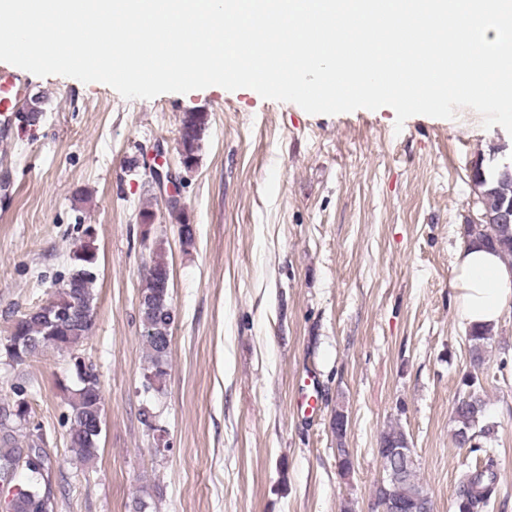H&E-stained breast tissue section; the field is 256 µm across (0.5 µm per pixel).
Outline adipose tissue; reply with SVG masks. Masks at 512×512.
<instances>
[{
    "label": "adipose tissue",
    "instance_id": "adipose-tissue-1",
    "mask_svg": "<svg viewBox=\"0 0 512 512\" xmlns=\"http://www.w3.org/2000/svg\"><path fill=\"white\" fill-rule=\"evenodd\" d=\"M459 311L470 325H492L512 306V270L480 246L461 249L454 258Z\"/></svg>",
    "mask_w": 512,
    "mask_h": 512
}]
</instances>
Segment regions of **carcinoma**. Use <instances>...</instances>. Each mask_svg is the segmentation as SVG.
Listing matches in <instances>:
<instances>
[{"instance_id": "carcinoma-1", "label": "carcinoma", "mask_w": 512, "mask_h": 512, "mask_svg": "<svg viewBox=\"0 0 512 512\" xmlns=\"http://www.w3.org/2000/svg\"><path fill=\"white\" fill-rule=\"evenodd\" d=\"M207 124L203 112H187L181 120V154L187 166L196 162L200 142ZM482 203V213L494 218L507 205L512 204V174L505 172V165L478 167L472 177ZM466 242H477L495 252L512 267V223L467 224L464 226ZM75 266L67 283L58 288L51 303L58 308H69L75 301L82 302L87 314L85 320L75 323L49 324L28 311L15 318L5 342L0 344V354L8 364H20L39 352L52 349L65 352L74 361L76 382L66 388L65 415L68 429V448L74 460L84 467H91L99 457L100 434L89 430L96 420L103 418V396L98 374L79 360L78 350L92 329L96 314V278H79L78 266L93 261L87 247L74 253ZM151 279L147 289L157 284L158 278L169 275V266L162 251H157L149 266ZM142 340L146 348L144 358V387L146 391H159L165 379L169 350L158 344V337L167 330L170 315L161 314L155 307L140 310ZM493 329L470 328L467 330L469 352L476 362L483 360L491 345ZM481 383L477 370L467 371L461 378V387L454 401L455 443L460 447L480 450L482 445L495 440L497 422L486 413V402L480 395ZM40 423L31 419L29 394L17 388L13 396L0 398V483L11 486L19 468L28 470L34 479L17 486L12 512H54L56 496L53 488L46 453H34L28 459L21 458L22 445L34 440L44 441L39 434ZM407 438L399 426H391L381 434L383 444L398 448ZM419 465L411 466L403 478L390 487L392 496L414 503L413 512H434V503L426 498L427 491L418 476ZM497 473L493 459L484 466L465 471L459 481L457 512H479L490 501L496 489Z\"/></svg>"}]
</instances>
